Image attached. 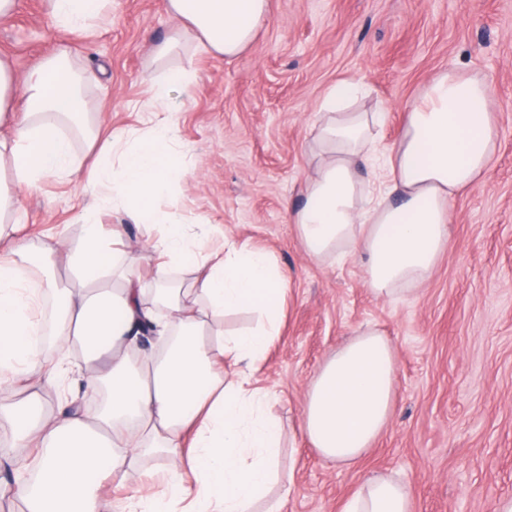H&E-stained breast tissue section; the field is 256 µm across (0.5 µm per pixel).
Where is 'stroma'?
Segmentation results:
<instances>
[{
    "mask_svg": "<svg viewBox=\"0 0 512 512\" xmlns=\"http://www.w3.org/2000/svg\"><path fill=\"white\" fill-rule=\"evenodd\" d=\"M270 19L250 47L228 60L184 34L166 61L149 55L182 22L165 0H112L93 32L53 29L44 0H20L0 22V56L27 74L67 46L83 77L88 111L113 134L172 125L186 174L165 204L187 224H220L227 236L266 252L288 275L280 334L257 377L283 429L282 512H342L352 489L387 475L413 492L414 512H491L512 496V0H269ZM195 78L157 109L151 79L173 67ZM477 70L493 83L499 151L485 178L450 203L453 247L415 293L375 298L353 263L310 258L287 206L309 175L305 155L318 106L337 84L356 85L364 108L388 115L391 144L403 114L437 73ZM24 236L77 241L95 190L84 173L19 191ZM379 330L396 357L390 421L357 461L339 466L312 448L301 428L309 383L320 364L360 329ZM61 396L86 401L92 373L73 346Z\"/></svg>",
    "mask_w": 512,
    "mask_h": 512,
    "instance_id": "stroma-1",
    "label": "stroma"
}]
</instances>
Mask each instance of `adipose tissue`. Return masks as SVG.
Masks as SVG:
<instances>
[{
  "label": "adipose tissue",
  "mask_w": 512,
  "mask_h": 512,
  "mask_svg": "<svg viewBox=\"0 0 512 512\" xmlns=\"http://www.w3.org/2000/svg\"><path fill=\"white\" fill-rule=\"evenodd\" d=\"M111 0H46L53 25L83 33ZM269 0H166L186 21L198 46L234 58L268 17ZM66 50L45 57L25 76L0 58V389L24 385L32 374L59 382L63 364L38 363L45 331L42 298L58 300L53 331L60 347L81 346L102 365L109 395L82 412L72 402L41 412L44 397L0 409V433L35 449L34 484L22 485L26 512H102L104 479L121 483L143 456L165 453L171 467L159 494L141 496L129 512H256L278 480L279 420L266 411L255 372L280 333L287 277L271 257L223 237L206 224L201 236L160 210L158 202L184 175L172 127L159 123L112 138L88 180L98 208L127 211L133 222L158 226V238L132 248L121 227L104 234L85 223L73 246L23 241L18 188L70 175L77 140H93L81 110L78 77ZM22 101L23 112L13 104ZM309 161L315 169L302 200L289 208L305 252L316 259L361 258L364 282L391 299L427 280L451 248L449 204L487 172L498 146L493 87L482 73L451 70L436 76L405 113L384 152L386 197L365 196L362 172L376 154L384 114L357 105L349 85L331 90L319 106ZM218 237L219 250L202 238ZM64 266L69 279L54 276ZM194 274L189 286L173 276ZM247 311L256 324L225 335V316ZM169 337L167 350L138 361L131 349L146 323ZM396 355L374 329L328 357L308 387L302 430L325 459L345 464L371 448L386 427L395 396ZM345 512H413L410 488L374 476L353 490Z\"/></svg>",
  "instance_id": "1"
}]
</instances>
